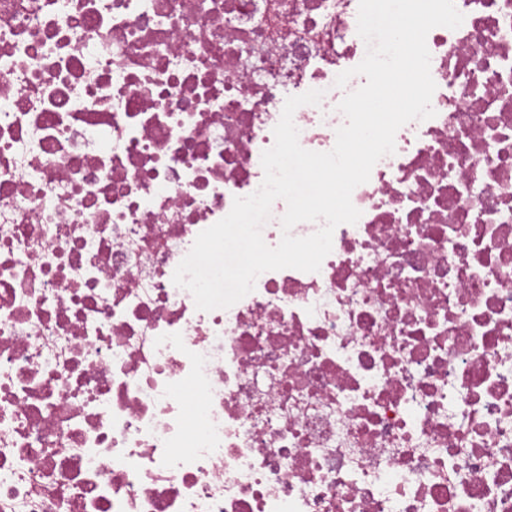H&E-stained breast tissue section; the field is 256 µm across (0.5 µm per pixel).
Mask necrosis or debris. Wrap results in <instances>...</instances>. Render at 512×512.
<instances>
[{
    "label": "necrosis or debris",
    "mask_w": 512,
    "mask_h": 512,
    "mask_svg": "<svg viewBox=\"0 0 512 512\" xmlns=\"http://www.w3.org/2000/svg\"><path fill=\"white\" fill-rule=\"evenodd\" d=\"M316 272L198 310L287 97L330 151L359 0H0V512H512V0Z\"/></svg>",
    "instance_id": "obj_1"
}]
</instances>
